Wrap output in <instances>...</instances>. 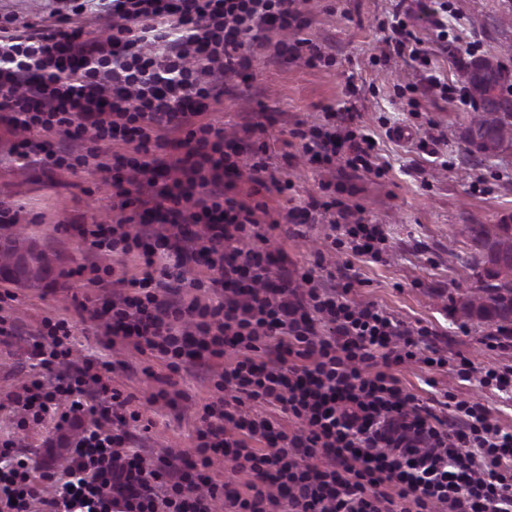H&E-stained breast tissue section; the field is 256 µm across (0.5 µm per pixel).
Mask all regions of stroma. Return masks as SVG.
<instances>
[{
	"label": "stroma",
	"instance_id": "1",
	"mask_svg": "<svg viewBox=\"0 0 512 512\" xmlns=\"http://www.w3.org/2000/svg\"><path fill=\"white\" fill-rule=\"evenodd\" d=\"M451 2L460 17V44L473 45L476 56L495 59L512 75V0ZM393 5L394 0H306L305 32L332 56V64L256 57L248 69L227 79L223 97L212 103L207 117L223 125L225 134L237 135L243 158H251L258 146L267 148L265 161L282 192H266L245 179L238 181L237 191L251 202L267 203L262 224L280 221L266 245L275 266L288 268L297 281L303 273L326 277L351 263L356 279L349 300L377 304L404 326H428L441 336L447 367L405 364L399 371L403 386L427 403L446 391L483 402L512 432V401L455 374L465 361L478 371L512 368V345L488 348L489 326L461 314L480 285L477 271L461 262L471 252L462 228L512 219V144L493 158L472 156L462 132L473 108L435 96L421 107L411 105L403 92L407 83L431 67L449 87H461L467 58L433 42L429 66L395 56L384 59L388 33L381 23ZM329 110L341 130L365 126L374 141L372 171L351 170L340 158L327 164L301 154L292 136L296 125L323 122ZM17 141L0 126V201L11 204L19 226L62 262L56 287L0 283V316L14 325L12 336H0V439L14 438L39 455L47 471L60 470L67 458L68 436L53 421L14 429L12 402L34 361L43 319L64 317L75 327L79 355L111 363L113 388L127 398L128 411L140 416L130 428L145 453L192 451L204 406L220 396L209 370L212 358L188 360L179 372H170L131 341L107 347L103 321L94 315L112 295L111 289L92 285L95 268L108 265L119 274L124 264L104 258L80 231L110 226L118 214L120 200L112 185L117 170L90 174L25 166L15 158ZM313 198L363 208L365 218L384 230L382 261L328 251L334 213L312 224L285 222L291 207ZM162 389L175 407L155 400Z\"/></svg>",
	"mask_w": 512,
	"mask_h": 512
}]
</instances>
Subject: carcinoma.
<instances>
[{
  "label": "carcinoma",
  "mask_w": 512,
  "mask_h": 512,
  "mask_svg": "<svg viewBox=\"0 0 512 512\" xmlns=\"http://www.w3.org/2000/svg\"><path fill=\"white\" fill-rule=\"evenodd\" d=\"M464 82L481 102L463 137L471 151L483 157L497 155L512 141V99L500 94L507 76L492 58H474L464 67ZM472 244L467 264L484 272L481 295L467 301L462 313L489 326L512 325V224H467ZM58 254L20 232L5 235L0 250V279L28 288L54 284Z\"/></svg>",
  "instance_id": "1"
}]
</instances>
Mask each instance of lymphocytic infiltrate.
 <instances>
[{
  "label": "lymphocytic infiltrate",
  "instance_id": "obj_1",
  "mask_svg": "<svg viewBox=\"0 0 512 512\" xmlns=\"http://www.w3.org/2000/svg\"><path fill=\"white\" fill-rule=\"evenodd\" d=\"M303 3L78 0L64 14L0 25V123L22 134V159L103 171L99 149L112 146L127 170L121 207L140 205L171 228L157 233L154 253L127 231L128 217L92 230V247L140 262L112 296L107 333L132 339L172 371L193 336L222 362L214 383L222 396L204 408L193 456L168 451L153 461L134 448L121 394L94 360L70 370L74 325L44 319L47 342L14 397L17 426L28 430L51 414L90 421L70 442L69 467L50 483L14 441L0 443V512H512V432L481 402L447 401L442 416L401 385L397 369L417 346L428 366H445L433 329L405 327L309 274L293 283L264 255V204L234 192L242 177L268 191L281 183L264 161L242 168L237 141L207 119L209 104L223 96L225 75L263 50L323 61L320 45L302 35ZM92 10L105 13V32L84 24ZM410 14L397 0L388 45L423 60ZM288 29L294 41L281 40ZM64 53L75 62L67 70ZM57 131L72 142L53 150L43 137ZM294 136L303 154L329 160L345 149L348 167H372L369 134ZM125 145L132 154L122 153ZM332 205V248L379 261L380 225L365 223L359 207ZM200 264L206 276L185 279ZM207 286L220 296L174 298L177 288ZM91 392L92 406L83 402ZM280 413L292 427L277 424ZM218 458L244 484L215 481Z\"/></svg>",
  "mask_w": 512,
  "mask_h": 512
}]
</instances>
